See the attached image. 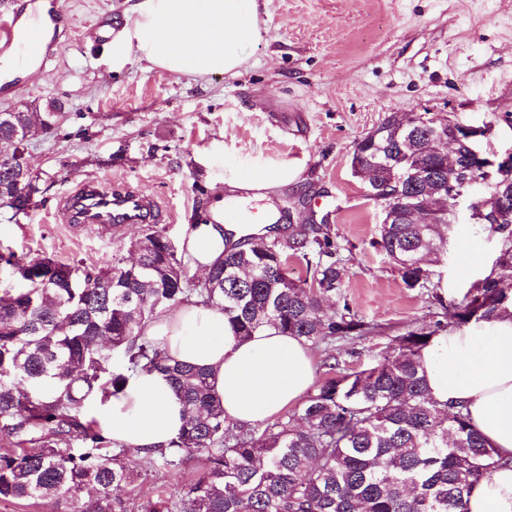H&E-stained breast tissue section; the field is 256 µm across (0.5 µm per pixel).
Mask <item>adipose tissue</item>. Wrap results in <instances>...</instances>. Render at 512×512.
<instances>
[{"mask_svg": "<svg viewBox=\"0 0 512 512\" xmlns=\"http://www.w3.org/2000/svg\"><path fill=\"white\" fill-rule=\"evenodd\" d=\"M135 19L116 37L112 58L138 60L171 73L237 75L248 48L261 37L258 0H138ZM285 162L228 166L215 187L207 217L180 243L192 271L204 274L223 260L226 246L260 237L281 218L275 189L295 181ZM175 360L205 371L225 415L242 427L257 425L299 401L316 372L304 339L272 327L235 336L222 306L193 295L153 316L144 327ZM430 397L468 412L496 456L512 457V309L492 322L475 321L433 337L423 350ZM87 418L135 448L155 449L183 428V401L168 376L130 377L118 395L95 396ZM468 512H512V467L495 470L467 497Z\"/></svg>", "mask_w": 512, "mask_h": 512, "instance_id": "obj_1", "label": "adipose tissue"}]
</instances>
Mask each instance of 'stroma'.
Here are the masks:
<instances>
[{
    "label": "stroma",
    "mask_w": 512,
    "mask_h": 512,
    "mask_svg": "<svg viewBox=\"0 0 512 512\" xmlns=\"http://www.w3.org/2000/svg\"><path fill=\"white\" fill-rule=\"evenodd\" d=\"M137 0H67L38 65L0 84V112L54 100L61 129L28 145L34 171L55 183L28 215L0 217V252L48 256L103 267L128 252L141 225L111 236L73 233L53 214L65 193L84 179L121 181L152 196L171 213L166 228L181 240L196 221V202H209L224 165L255 158L285 161L296 183L273 201L289 209L290 223L329 215L344 260V292L372 331L353 340L314 346L317 378L328 354L345 370L371 365L397 347L408 331L429 328L441 310L426 291L407 289L386 256L371 245L382 220L353 175L355 144L391 112L448 113L493 132L482 146L494 155L512 148V0H264L262 39L248 50L239 75L203 79L145 69L136 61L112 65L113 32L133 22ZM456 235L436 267V290L460 303L486 276L499 242L481 232L459 205ZM483 264H466L463 247ZM138 477L118 496L125 512H140L157 492L187 484L200 469L189 460L167 467L137 456Z\"/></svg>",
    "instance_id": "1"
}]
</instances>
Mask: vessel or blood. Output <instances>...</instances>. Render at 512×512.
Instances as JSON below:
<instances>
[{
	"label": "vessel or blood",
	"mask_w": 512,
	"mask_h": 512,
	"mask_svg": "<svg viewBox=\"0 0 512 512\" xmlns=\"http://www.w3.org/2000/svg\"><path fill=\"white\" fill-rule=\"evenodd\" d=\"M17 17L0 23V52L16 51L25 61L39 54L44 36V25L33 21L24 38H17ZM58 218L70 228L95 229L111 232L127 224H156L163 218L161 207L139 189L123 183L100 180H82L63 199Z\"/></svg>",
	"instance_id": "vessel-or-blood-1"
}]
</instances>
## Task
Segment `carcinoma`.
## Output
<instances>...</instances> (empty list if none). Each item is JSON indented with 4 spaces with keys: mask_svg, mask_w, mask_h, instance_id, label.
Masks as SVG:
<instances>
[{
    "mask_svg": "<svg viewBox=\"0 0 512 512\" xmlns=\"http://www.w3.org/2000/svg\"><path fill=\"white\" fill-rule=\"evenodd\" d=\"M63 118L54 101L42 112H0V213L10 219L27 214L50 180L22 170L18 155ZM400 126L397 113L386 116L356 143L351 165L405 196L421 189L391 182V167L377 161L396 156L435 173L440 184L426 193L435 209L420 218L392 219L391 199L374 200L383 219L372 242L405 287L433 288L432 264L455 228L448 154L429 143L454 126L439 117L408 146ZM479 229L500 242L491 272L458 305L431 293L458 324L490 322L512 306V223ZM131 248L136 262L115 257L101 268L0 252V283H19L0 296V439L16 444L0 454V500L65 497L71 512H122L113 492L136 478L137 450L104 434L81 407L90 394H118L137 372L167 374L187 409L182 433L158 458L170 467L202 462L190 483L147 501L144 512H467L472 487L512 464L494 455L463 409L427 394L421 353L447 331L441 320L407 332L369 368L317 381L297 407L252 429L224 416L207 373L172 361L143 335L152 316L188 294L222 305L242 338L266 326L313 345L365 335L369 326L348 303L324 306L342 295L341 247L328 225L290 224L286 238L238 242L203 281L189 275L164 226H148ZM290 257L306 262L308 278L288 277ZM85 490L96 494L89 509L79 504Z\"/></svg>",
    "mask_w": 512,
    "mask_h": 512,
    "instance_id": "carcinoma-1",
    "label": "carcinoma"
}]
</instances>
